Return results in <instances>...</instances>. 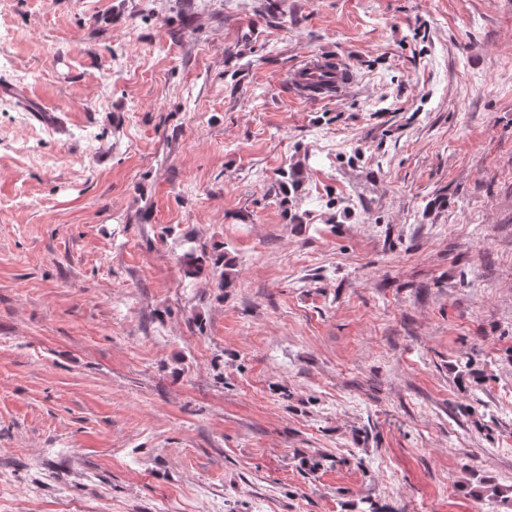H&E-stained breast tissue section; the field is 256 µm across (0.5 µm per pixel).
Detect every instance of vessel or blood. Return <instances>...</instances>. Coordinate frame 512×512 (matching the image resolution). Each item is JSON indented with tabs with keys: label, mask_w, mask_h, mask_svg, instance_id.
I'll return each instance as SVG.
<instances>
[{
	"label": "vessel or blood",
	"mask_w": 512,
	"mask_h": 512,
	"mask_svg": "<svg viewBox=\"0 0 512 512\" xmlns=\"http://www.w3.org/2000/svg\"><path fill=\"white\" fill-rule=\"evenodd\" d=\"M352 82L345 62L337 56L315 54L288 75V83L302 100L333 97Z\"/></svg>",
	"instance_id": "obj_1"
}]
</instances>
